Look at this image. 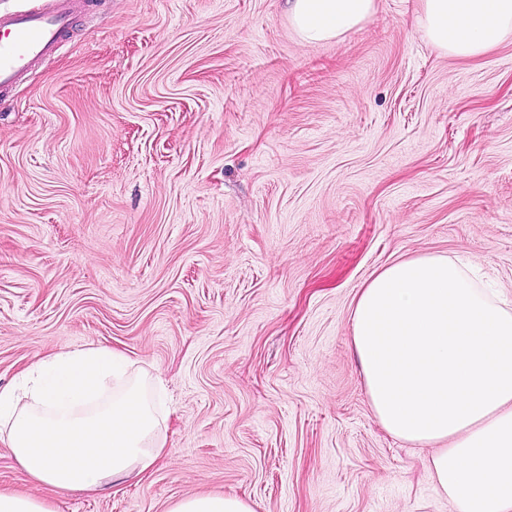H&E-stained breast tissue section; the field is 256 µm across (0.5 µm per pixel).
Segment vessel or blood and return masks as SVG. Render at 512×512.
<instances>
[{
    "label": "vessel or blood",
    "instance_id": "obj_1",
    "mask_svg": "<svg viewBox=\"0 0 512 512\" xmlns=\"http://www.w3.org/2000/svg\"><path fill=\"white\" fill-rule=\"evenodd\" d=\"M76 0L0 15V89L49 59L63 43Z\"/></svg>",
    "mask_w": 512,
    "mask_h": 512
}]
</instances>
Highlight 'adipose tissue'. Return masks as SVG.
<instances>
[{
	"label": "adipose tissue",
	"instance_id": "ef3b65f1",
	"mask_svg": "<svg viewBox=\"0 0 512 512\" xmlns=\"http://www.w3.org/2000/svg\"><path fill=\"white\" fill-rule=\"evenodd\" d=\"M306 44L361 27L375 0H286ZM419 25L452 57L512 36V0H422ZM352 341L371 407L393 436L432 448L436 487L457 512H512V304L464 265L424 254L361 289ZM127 362L103 345L62 352L0 390V441L38 483L95 493L149 471L164 452L160 395L113 389Z\"/></svg>",
	"mask_w": 512,
	"mask_h": 512
}]
</instances>
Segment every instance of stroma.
<instances>
[{
    "label": "stroma",
    "instance_id": "35a3bbf8",
    "mask_svg": "<svg viewBox=\"0 0 512 512\" xmlns=\"http://www.w3.org/2000/svg\"><path fill=\"white\" fill-rule=\"evenodd\" d=\"M420 0L301 43L284 0H81L0 91V389L102 343L161 391L165 452L98 493L0 489L51 512H455L431 448L380 425L353 301L434 253L512 299V39L432 45ZM169 512H254L251 505L235 496L193 495L177 500Z\"/></svg>",
    "mask_w": 512,
    "mask_h": 512
}]
</instances>
